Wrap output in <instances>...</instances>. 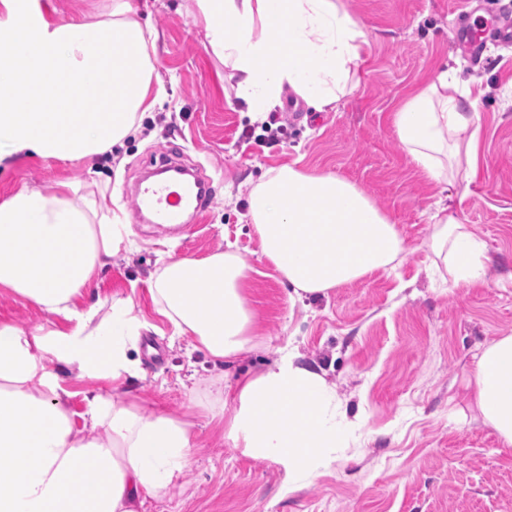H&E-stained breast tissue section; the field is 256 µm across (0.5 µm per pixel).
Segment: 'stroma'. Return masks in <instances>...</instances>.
<instances>
[{"label":"stroma","instance_id":"stroma-1","mask_svg":"<svg viewBox=\"0 0 512 512\" xmlns=\"http://www.w3.org/2000/svg\"><path fill=\"white\" fill-rule=\"evenodd\" d=\"M158 32L156 71L166 99L141 132L112 151L79 161L18 159L0 172V201L58 183L87 195L111 184L124 210L143 173L179 161L213 179L203 221L177 228L127 224L133 251H119L85 298L131 301L142 324L129 356L139 376L67 378L68 407L83 393L118 390L144 412L191 417L193 462L147 512H512V447H503L465 398L482 350L512 334V46L488 43L478 61L454 42L460 0H338L369 42L356 90L337 109L316 112L285 91L273 113L288 134L264 141L260 123L229 104L228 69L206 48L186 0H134ZM457 58L460 87H481L479 170L471 183L428 182L402 149L392 114L403 99ZM293 109H286V102ZM252 138H243L244 130ZM299 161L361 188L396 225L410 250L395 269L291 302L289 284L265 258L249 221V191L268 169ZM444 200L485 243L488 284L456 289L434 277L424 243L435 201ZM236 251L252 268L246 303L257 316L253 347L231 367L214 362L157 313L149 288L167 256L203 259ZM55 316L0 288V323L33 327ZM321 374L357 426L327 473L289 487L282 468L256 460L223 433L238 381L273 366L288 350ZM224 385L216 399V385Z\"/></svg>","mask_w":512,"mask_h":512}]
</instances>
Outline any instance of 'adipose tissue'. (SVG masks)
Returning <instances> with one entry per match:
<instances>
[{"label": "adipose tissue", "instance_id": "obj_1", "mask_svg": "<svg viewBox=\"0 0 512 512\" xmlns=\"http://www.w3.org/2000/svg\"><path fill=\"white\" fill-rule=\"evenodd\" d=\"M206 47L236 79L235 96L265 119L284 89L324 112L352 93L366 42L336 0H195ZM28 15L32 40L15 18ZM158 33L132 0H112L103 19L57 20L40 0H0V169L97 156L138 131L164 97L155 73ZM443 70L392 115L395 133L432 183L473 180L481 126ZM70 183L46 194L20 188L0 202V288L63 319L26 330L0 323V512H144L190 465L195 423L86 391L76 426L61 371L121 382L138 369L127 355L139 323L127 303L77 307L75 299L110 263L129 222L114 196L75 199ZM263 255L295 299L328 295L387 271L408 250L394 224L355 184L296 163L269 169L249 193ZM426 247L455 287L487 282L484 243L449 207L431 217ZM236 253L168 258L150 290L179 335L230 364L251 348L256 316ZM470 403L512 446V335L488 344L470 371ZM225 432L245 453L280 465L291 486L319 478L344 444L347 420L323 377L285 355L239 383Z\"/></svg>", "mask_w": 512, "mask_h": 512}]
</instances>
